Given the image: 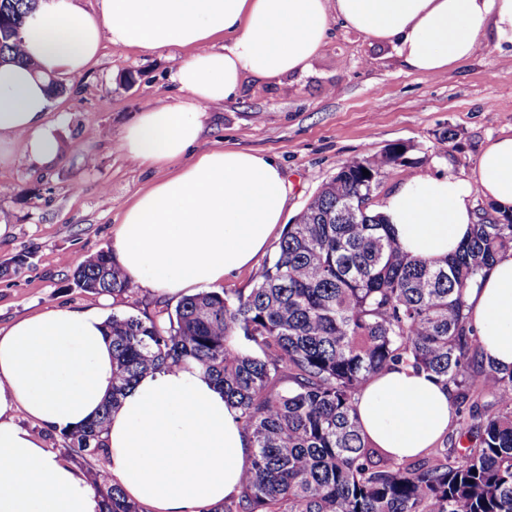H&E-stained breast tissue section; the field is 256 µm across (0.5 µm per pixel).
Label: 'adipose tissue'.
<instances>
[{
	"instance_id": "1",
	"label": "adipose tissue",
	"mask_w": 512,
	"mask_h": 512,
	"mask_svg": "<svg viewBox=\"0 0 512 512\" xmlns=\"http://www.w3.org/2000/svg\"><path fill=\"white\" fill-rule=\"evenodd\" d=\"M394 44L412 71L433 76L470 59L488 35L512 42V0H40L22 31L23 63L0 65V149L53 165L60 153L47 119L53 81L81 74L103 43L190 54L173 80L183 97L141 112L121 153L162 168L203 132V109L238 90L245 75L289 78L321 49L330 19ZM512 211V132L480 154L473 177L419 174L393 191L382 214L402 246L429 259L454 254L476 221L474 192ZM279 166L218 147L155 181L112 231L113 261L133 283L176 296L223 283L254 264L287 209ZM486 356L512 367V256L500 257L468 294ZM100 310L49 308L0 330V512H101L85 474L20 426L24 411L47 429L92 419L112 390V345ZM368 439L404 459L448 431L452 403L427 376L402 367L371 380L356 403ZM109 470L151 512H191L239 494L250 442L224 394L195 366L148 373L112 413Z\"/></svg>"
}]
</instances>
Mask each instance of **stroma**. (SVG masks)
<instances>
[{
    "mask_svg": "<svg viewBox=\"0 0 512 512\" xmlns=\"http://www.w3.org/2000/svg\"><path fill=\"white\" fill-rule=\"evenodd\" d=\"M324 46L301 75L287 80L245 76L237 94L206 107L192 147L217 146L272 158L288 184L285 223L347 160L401 143L408 151L384 177L371 205L419 173L472 177L482 150L512 130V44L489 40L466 62L436 76L407 68L397 48L330 21ZM179 48L143 52L105 46L83 74L65 76L48 119L63 157L52 169L0 162V328L55 306L97 309L101 295L75 288L74 266L109 249L112 229L136 196L166 170L140 165L117 149L139 112L170 103ZM452 139H445V131Z\"/></svg>",
    "mask_w": 512,
    "mask_h": 512,
    "instance_id": "35a3bbf8",
    "label": "stroma"
}]
</instances>
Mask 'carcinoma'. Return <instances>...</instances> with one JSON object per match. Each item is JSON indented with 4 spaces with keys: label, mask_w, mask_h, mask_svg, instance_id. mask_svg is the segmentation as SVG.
Instances as JSON below:
<instances>
[{
    "label": "carcinoma",
    "mask_w": 512,
    "mask_h": 512,
    "mask_svg": "<svg viewBox=\"0 0 512 512\" xmlns=\"http://www.w3.org/2000/svg\"><path fill=\"white\" fill-rule=\"evenodd\" d=\"M37 4L0 0L11 22L1 61L20 57ZM405 153L393 145L345 162L286 226L249 291H201L141 316L112 311V392L96 417L64 431L75 455L105 456L110 416L139 377L192 364L224 389L254 448L224 512H512V369L484 358L467 304L512 254V212L482 211L450 258L411 254L380 213L361 208ZM72 278L87 292H132L107 250ZM402 365L448 389L457 417L444 446L412 461L365 439L354 407L372 378ZM477 391L495 404L480 407ZM86 474L102 512H144L102 470Z\"/></svg>",
    "instance_id": "carcinoma-1"
}]
</instances>
